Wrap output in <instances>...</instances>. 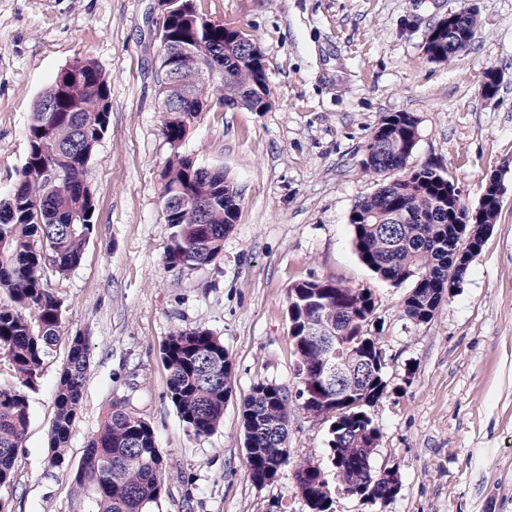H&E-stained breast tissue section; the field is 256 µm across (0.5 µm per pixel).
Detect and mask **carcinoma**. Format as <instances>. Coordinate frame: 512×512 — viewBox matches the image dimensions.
Returning a JSON list of instances; mask_svg holds the SVG:
<instances>
[{
    "mask_svg": "<svg viewBox=\"0 0 512 512\" xmlns=\"http://www.w3.org/2000/svg\"><path fill=\"white\" fill-rule=\"evenodd\" d=\"M187 14L197 15L193 0H180L165 26L169 47L179 46L186 38L207 43L215 51L214 62L227 68L224 104L267 111L271 101L265 73L253 61L236 55V33L220 24L193 27L185 19ZM461 23L468 36L458 46H448V32L438 25L427 30L424 47L436 54L434 60L448 61L469 47L476 12L465 15ZM68 68L76 70L78 78L56 81L40 96L54 101L57 112L49 121L46 113L33 108L27 160L8 198L0 203V291L10 299V304L0 306V370L18 381L16 386L0 385V487L14 480L15 461L29 426L24 389L35 388L45 360L61 341L67 346V361L56 383L50 464L69 467L70 429L82 407L89 368L88 337L64 335L62 293L49 287L47 275L64 276L76 267L95 229V203L83 176L109 124V81L90 59L76 60ZM179 88L192 93L187 106L190 115H197L208 85L186 70ZM417 135L415 116H384L368 141L364 169L377 174L404 169ZM197 169L189 156L178 151L166 165L164 190L181 187L194 196L207 190L213 198L205 224L190 223L189 209L165 219L176 228L165 252L171 268L214 262L237 219L238 209L224 205V199L238 196L235 185L222 171L205 183ZM481 201L478 218L463 221L455 202L448 201V177L423 167L382 184L351 211L352 241L361 261L383 280L412 283L403 301L408 318L430 321L448 289V278L459 281L466 273L452 271L461 240L495 224L500 210L487 186ZM288 300L297 377L305 378L310 387L320 386L318 368L325 352L306 336L310 321L343 320L352 324L343 336L348 349L366 350L377 361L351 395L352 401L377 402L387 381L379 338L364 333L375 313L372 292L329 281H302L289 289ZM159 354L168 372V398L186 431L195 438L212 435L223 421L233 373V360L223 341L205 328L175 329L160 344ZM330 397L333 407L350 421L345 430L329 428L336 477L363 481L371 488L367 502L395 497L400 490L396 473H375L356 451L360 444L381 436L370 419L371 436L354 428L355 415L366 406L351 407L339 394ZM291 407L290 391L267 381L255 383L241 404L246 469L258 486L273 480L290 462ZM69 474L73 484L89 494L90 512H154L165 491L164 458L153 425L131 398L109 404L81 462ZM293 475L308 512L332 510V490L319 466L299 461Z\"/></svg>",
    "mask_w": 512,
    "mask_h": 512,
    "instance_id": "1",
    "label": "carcinoma"
}]
</instances>
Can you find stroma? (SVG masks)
<instances>
[{
    "label": "stroma",
    "mask_w": 512,
    "mask_h": 512,
    "mask_svg": "<svg viewBox=\"0 0 512 512\" xmlns=\"http://www.w3.org/2000/svg\"><path fill=\"white\" fill-rule=\"evenodd\" d=\"M470 2V47L431 61L423 38ZM200 13L260 46L272 106L226 109L220 81L180 147L217 169L240 195L224 251L203 267L170 268L164 168L158 0H0V198L26 161L35 101L77 59L109 79L112 112L84 181L96 227L80 264L62 281L68 333L90 338V368L67 459L78 465L108 403L133 396L165 460L159 512H307L294 462L328 481L329 423L293 405L291 463L268 484L245 467L240 405L261 380L297 384L288 290L303 280L374 293L368 331L386 353L388 387L371 407L381 431L375 471L397 472L400 490L366 503L334 490L335 512H512V0H196ZM498 94L480 88L488 68ZM408 112L418 139L406 166L430 167L476 209L487 178L502 180L497 221L480 254L431 321L403 311L410 284L379 279L358 257L349 215L383 179L364 170L365 147L385 115ZM219 336L234 371L224 421L206 438L186 432L167 397L161 342L174 329ZM58 345L27 391L30 424L14 481L0 489L10 512H86L88 499L49 463L54 391L66 363Z\"/></svg>",
    "instance_id": "obj_1"
}]
</instances>
